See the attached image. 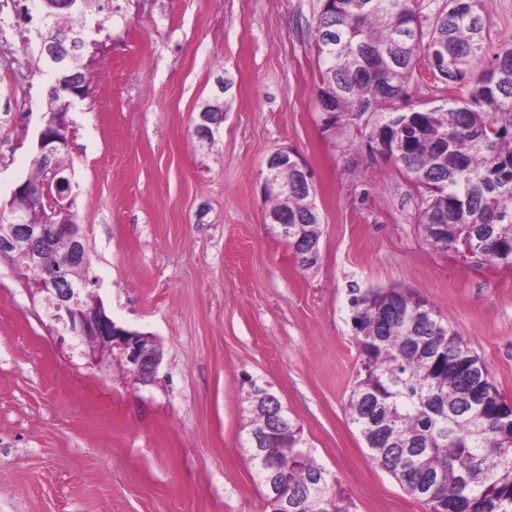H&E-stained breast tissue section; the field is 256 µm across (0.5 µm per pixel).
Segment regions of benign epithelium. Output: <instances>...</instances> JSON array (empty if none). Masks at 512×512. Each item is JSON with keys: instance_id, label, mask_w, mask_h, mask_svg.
<instances>
[{"instance_id": "benign-epithelium-1", "label": "benign epithelium", "mask_w": 512, "mask_h": 512, "mask_svg": "<svg viewBox=\"0 0 512 512\" xmlns=\"http://www.w3.org/2000/svg\"><path fill=\"white\" fill-rule=\"evenodd\" d=\"M41 47L52 64L54 88L72 97L82 96L84 84L81 76L65 64L69 48L64 45V39L44 40ZM55 123L58 129L56 133L50 132L46 125L40 130L34 156L44 173L38 195L50 205L49 219L41 224L26 221L34 195L27 181L18 183L6 207H0V216L8 218V223L0 225V256H10L17 242H25L28 250L25 279L33 294L42 296L58 336H68L77 345L85 346L81 355L87 360V365L99 367L104 360L116 356L125 362L136 383L150 385L155 381L162 362V351L156 337L118 325L97 298L93 304H88V284L63 281L68 266L89 264V252L85 248L83 235L74 225L66 223L72 207V184L57 164L58 155L69 147L68 112L59 113ZM220 126L221 121L215 119L213 113L199 112L193 132L199 141L209 144L215 141ZM288 171L296 178L294 187L313 188L309 171L282 151L266 160L264 187L272 191L288 187V183L280 182L282 173ZM61 236L72 241L71 251L59 269L49 271L44 266L43 253Z\"/></svg>"}]
</instances>
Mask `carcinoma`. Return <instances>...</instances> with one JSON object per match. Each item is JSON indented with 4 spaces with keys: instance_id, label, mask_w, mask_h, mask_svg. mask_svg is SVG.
Here are the masks:
<instances>
[{
    "instance_id": "cac0c4a2",
    "label": "carcinoma",
    "mask_w": 512,
    "mask_h": 512,
    "mask_svg": "<svg viewBox=\"0 0 512 512\" xmlns=\"http://www.w3.org/2000/svg\"><path fill=\"white\" fill-rule=\"evenodd\" d=\"M43 0V37L76 42L71 69H84L89 20L99 0L58 8ZM324 123L359 120L367 112L406 102V86L422 68L448 90V106L380 112L368 139L377 155L401 166L424 190L416 223L424 240L446 252L479 256L512 268V41L489 51L480 0H448L430 19L416 0H325L316 23ZM485 68L476 79V63ZM471 84L467 98L456 92ZM314 193L288 187L272 195L271 210H287L291 246L302 266L318 257L304 249L320 240ZM69 251L59 240L44 262L57 267ZM359 367L347 411L370 458L431 512H512V404L495 393L485 409L470 396L469 368L481 364L463 336L443 323L409 289H370L351 300ZM250 431L269 407L251 398ZM270 456L288 462L275 474L256 450L258 482L274 496L305 499L301 512H345L335 479L304 449L290 420L268 433Z\"/></svg>"
}]
</instances>
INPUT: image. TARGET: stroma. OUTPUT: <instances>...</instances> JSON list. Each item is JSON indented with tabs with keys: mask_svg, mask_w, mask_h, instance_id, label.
Returning <instances> with one entry per match:
<instances>
[{
	"mask_svg": "<svg viewBox=\"0 0 512 512\" xmlns=\"http://www.w3.org/2000/svg\"><path fill=\"white\" fill-rule=\"evenodd\" d=\"M104 34L69 114L67 174L107 313L153 333L134 383L60 340L16 257L0 258V512H271L246 443V392L274 394L349 512H429L375 465L347 403L351 299L411 288L512 403V269L424 241L420 193L372 155L364 121L326 127L320 0H102ZM0 69V201L33 176L49 69ZM224 107L213 145L194 120ZM312 174L320 259L301 267L266 221L265 162Z\"/></svg>",
	"mask_w": 512,
	"mask_h": 512,
	"instance_id": "35a3bbf8",
	"label": "stroma"
}]
</instances>
